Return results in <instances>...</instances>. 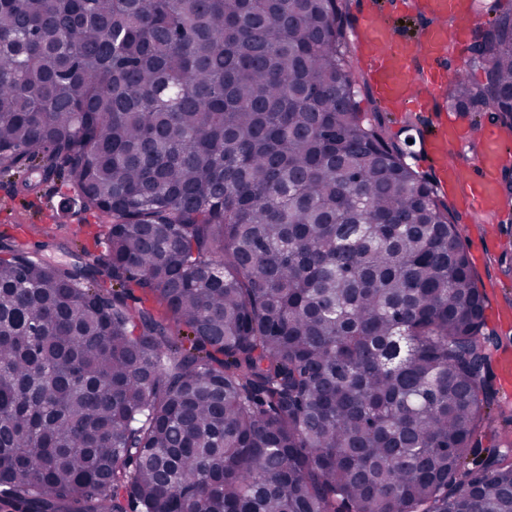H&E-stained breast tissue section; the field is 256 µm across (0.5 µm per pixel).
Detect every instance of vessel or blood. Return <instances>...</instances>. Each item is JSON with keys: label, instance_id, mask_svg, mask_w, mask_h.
<instances>
[{"label": "vessel or blood", "instance_id": "1", "mask_svg": "<svg viewBox=\"0 0 512 512\" xmlns=\"http://www.w3.org/2000/svg\"><path fill=\"white\" fill-rule=\"evenodd\" d=\"M405 7L433 17L429 26L408 34L390 22L391 11ZM473 0H374L361 16L362 36L352 48L373 96L387 110L411 112L428 126L425 156L448 177V187L477 223L496 215L500 204L497 174L507 150V136L494 127L470 140L471 159L459 164L452 156L461 143L460 130L434 111L454 69L449 52L464 53L465 26L473 16Z\"/></svg>", "mask_w": 512, "mask_h": 512}]
</instances>
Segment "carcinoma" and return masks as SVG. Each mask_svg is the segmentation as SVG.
Here are the masks:
<instances>
[{"label":"carcinoma","mask_w":512,"mask_h":512,"mask_svg":"<svg viewBox=\"0 0 512 512\" xmlns=\"http://www.w3.org/2000/svg\"><path fill=\"white\" fill-rule=\"evenodd\" d=\"M449 107L512 130V0ZM347 0H0V510L512 512L459 216L357 108ZM155 303L160 312L146 305ZM16 179L17 175H0V238L34 249L47 241L42 231L54 234L62 247H55L46 255L59 265L80 260L82 248L95 250L96 240L105 228L93 214L81 213L78 206L66 202L67 196H72L66 183H47L38 198H29L16 191ZM33 228L41 232L35 233ZM19 237L29 244L22 246Z\"/></svg>","instance_id":"1"}]
</instances>
